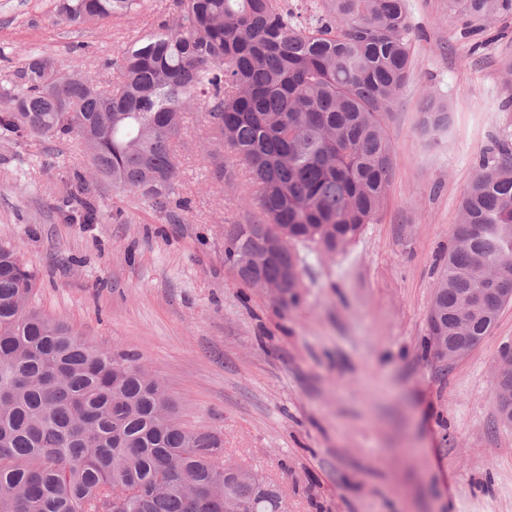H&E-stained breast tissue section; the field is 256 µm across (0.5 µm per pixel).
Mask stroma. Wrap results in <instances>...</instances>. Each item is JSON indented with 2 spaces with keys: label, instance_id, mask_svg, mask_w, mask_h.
I'll return each mask as SVG.
<instances>
[{
  "label": "stroma",
  "instance_id": "stroma-1",
  "mask_svg": "<svg viewBox=\"0 0 512 512\" xmlns=\"http://www.w3.org/2000/svg\"><path fill=\"white\" fill-rule=\"evenodd\" d=\"M405 6L412 65L385 115L386 203L344 253L304 250L292 302L224 263L232 225L262 213L207 113L184 116L189 205L172 220L91 175L77 192L75 141L0 136V246L36 271L34 305L93 345L134 353L183 424L221 433L226 456L283 489V512H512V427L498 424L494 396L512 304L451 367L423 347L475 164L512 145V18L472 33L448 0ZM172 13L173 0H143L120 22L77 27L56 0H0V87L27 49L111 83L107 60ZM432 99L449 107L446 131L421 125ZM84 199L98 222H65Z\"/></svg>",
  "mask_w": 512,
  "mask_h": 512
}]
</instances>
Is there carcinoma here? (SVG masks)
I'll use <instances>...</instances> for the list:
<instances>
[{
  "label": "carcinoma",
  "instance_id": "cac0c4a2",
  "mask_svg": "<svg viewBox=\"0 0 512 512\" xmlns=\"http://www.w3.org/2000/svg\"><path fill=\"white\" fill-rule=\"evenodd\" d=\"M142 0H61L70 22L122 19ZM177 19L130 39L107 62L118 76L104 90L54 58L30 53L0 88V135L78 141L84 162L116 189L157 209L175 200L174 143L195 103L224 148L244 164L264 220L235 224L224 263L288 244L243 271L248 287L298 268L300 251L343 252L385 204L391 177L384 123L411 68L404 0H309L314 21L284 0H174ZM471 24L512 14V0H448ZM425 129L449 128L441 102L423 111ZM461 205L437 285L448 341L468 319L472 341L490 334L489 312H464L481 288H511L512 157L485 155ZM95 224L93 204L66 214ZM36 274L16 247H0V512H225L207 497L224 482V440L175 417L161 382L134 354L94 346L32 305ZM239 512H281L247 485L232 492Z\"/></svg>",
  "mask_w": 512,
  "mask_h": 512
}]
</instances>
